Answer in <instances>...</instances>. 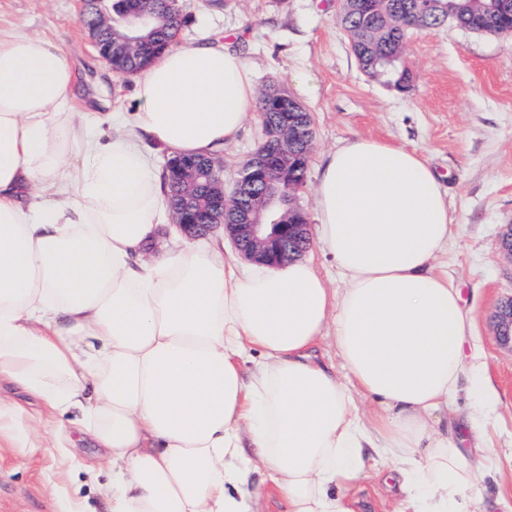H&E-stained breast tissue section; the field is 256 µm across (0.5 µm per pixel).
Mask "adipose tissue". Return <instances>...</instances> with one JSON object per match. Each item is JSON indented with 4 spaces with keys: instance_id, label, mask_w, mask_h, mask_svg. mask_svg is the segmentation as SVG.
Instances as JSON below:
<instances>
[{
    "instance_id": "adipose-tissue-1",
    "label": "adipose tissue",
    "mask_w": 512,
    "mask_h": 512,
    "mask_svg": "<svg viewBox=\"0 0 512 512\" xmlns=\"http://www.w3.org/2000/svg\"><path fill=\"white\" fill-rule=\"evenodd\" d=\"M74 83L57 43L0 33V375L103 449L111 512H355L375 454L397 474L394 512H480L466 454L487 447L482 355L433 270L456 226L423 154L356 136L325 156L316 238L338 290L308 261L156 256L170 210L146 154L223 152L255 117L253 72L224 41L174 45L118 121L79 111ZM328 336L335 365L314 352ZM463 392L471 411L443 424ZM22 418L0 400V430L36 452Z\"/></svg>"
}]
</instances>
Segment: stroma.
<instances>
[{
    "label": "stroma",
    "instance_id": "35a3bbf8",
    "mask_svg": "<svg viewBox=\"0 0 512 512\" xmlns=\"http://www.w3.org/2000/svg\"><path fill=\"white\" fill-rule=\"evenodd\" d=\"M182 6L189 21L181 41L229 35L257 88L281 87L311 112L315 135L297 194L308 218L316 216L324 155L357 135L417 149L442 175L459 230L436 265L460 283L484 354L489 449L477 462L487 473L478 493L485 512H504L512 505V349L498 344L491 317L498 303L512 298V258L501 248L512 225V36L476 34L452 23L411 31L403 58L410 81L401 90L360 71L338 0H183ZM79 10V0H0V30L51 38L78 70L79 92L92 109L132 111V78L114 75L98 58ZM262 140V123L254 119L225 149V189ZM0 399L19 404L25 423L50 441L57 421L39 399L3 375ZM72 453L69 461L47 446L25 454L1 433L0 512H62L74 498L91 512H107L99 492L106 475L85 470L97 464L99 449L78 434Z\"/></svg>",
    "mask_w": 512,
    "mask_h": 512
}]
</instances>
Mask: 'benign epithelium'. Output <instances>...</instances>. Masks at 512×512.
Instances as JSON below:
<instances>
[{
	"mask_svg": "<svg viewBox=\"0 0 512 512\" xmlns=\"http://www.w3.org/2000/svg\"><path fill=\"white\" fill-rule=\"evenodd\" d=\"M89 8L81 15L82 26L88 33L99 58L112 72L124 77L128 71L120 63L131 57L146 63L155 55V43L146 31L152 26L154 0H119L129 26L125 33L112 37V14L95 10V0H87ZM293 111L280 115V120L264 127V141L240 168L231 194H224V166L218 159L166 160L163 174L182 188L179 198L171 204V213L180 230L191 237L201 238L221 227L237 250L248 260L276 267L304 249L297 241L308 235V224H291L289 218L304 217V211L294 196H288V209L282 208L285 191L301 187L297 174L286 175L280 160L283 143L298 145V159L309 157L314 139L310 113L297 101L288 98ZM213 173L208 202H199L195 183L204 170ZM495 335L499 343L512 348V300L502 303L494 316Z\"/></svg>",
	"mask_w": 512,
	"mask_h": 512,
	"instance_id": "1",
	"label": "benign epithelium"
}]
</instances>
